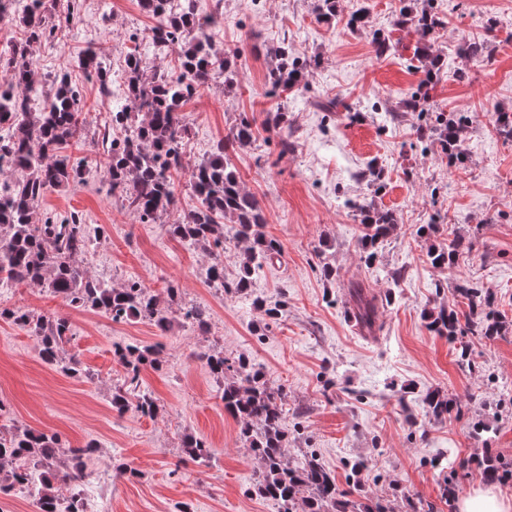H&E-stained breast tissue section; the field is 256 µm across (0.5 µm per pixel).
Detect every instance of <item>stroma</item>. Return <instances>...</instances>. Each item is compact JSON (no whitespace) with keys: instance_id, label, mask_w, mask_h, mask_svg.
Segmentation results:
<instances>
[{"instance_id":"35a3bbf8","label":"stroma","mask_w":512,"mask_h":512,"mask_svg":"<svg viewBox=\"0 0 512 512\" xmlns=\"http://www.w3.org/2000/svg\"><path fill=\"white\" fill-rule=\"evenodd\" d=\"M419 0H336V17L320 20L312 0H197L200 13L223 10L213 31L218 47L238 52V85L203 90L184 108L187 162L206 158L240 114L255 119V142L233 152L244 189L259 200L266 233L282 247L253 285L254 296L285 301L269 320L251 299L216 290L204 276L212 260L224 277L238 273L244 243L225 241L213 254L190 248L170 233V218L137 222L120 194L109 192L99 170L82 181L48 190L43 211H74L99 228L93 249L79 264L107 285L138 282L158 296L171 319L166 333L144 322H114L92 310L71 308L44 288L31 285L0 294V307L20 306L68 318L71 338L64 357L84 374L65 375L39 355L36 339L0 319V428L55 433L80 447L95 442L84 493L105 512H278L276 502L252 495L259 463L238 437V424L219 397L218 385L200 350L248 355L269 384L282 387L288 423L289 460L317 459L355 503L379 501L387 512H458L462 496L485 481L487 458L512 461V140L499 133L493 115L512 112V0H437L444 20L431 39L443 70L430 92L432 110L462 112L473 119L462 147L467 166L449 165L437 148L422 150L416 113L389 112L390 104L416 90L424 77L413 52L416 34L395 30L401 8ZM81 18L103 45L107 71L123 67L131 35L153 24L138 0H108L123 26L98 22L94 0H81ZM366 9L364 27L347 21ZM497 27L487 31V18ZM395 46L377 55L375 33ZM486 40L494 51L484 60H464L461 41ZM287 42L299 57L319 58L298 92L269 94L265 85L267 44ZM87 44L61 32L33 50L42 75H68L88 114L82 135L68 154H87L93 135L103 134L115 105L97 78L79 65ZM469 79L458 82L455 71ZM338 99V111L317 103ZM285 111L292 152L279 155L264 120ZM393 213L396 226L364 259L361 227L347 199ZM438 228L420 235L422 225ZM462 236L472 247L452 269L433 267L430 247ZM332 278L321 274L323 264ZM402 273L399 283L386 278ZM480 284L506 329L488 339L460 341L430 331L423 312L435 306L466 315L457 280ZM377 304L378 329L367 336L353 317V284ZM178 289L169 299L168 285ZM210 309L209 327L199 330L184 308ZM117 343L157 345L161 370L144 369V385L157 412L136 408L117 413L111 394L124 381L114 360ZM467 345L468 360L459 347ZM438 389L462 406L437 420L422 396ZM409 412H402V405ZM485 429L475 432L476 422ZM211 447L207 463L183 452L185 436ZM138 470L116 476L118 464ZM359 472H352L353 464Z\"/></svg>"}]
</instances>
